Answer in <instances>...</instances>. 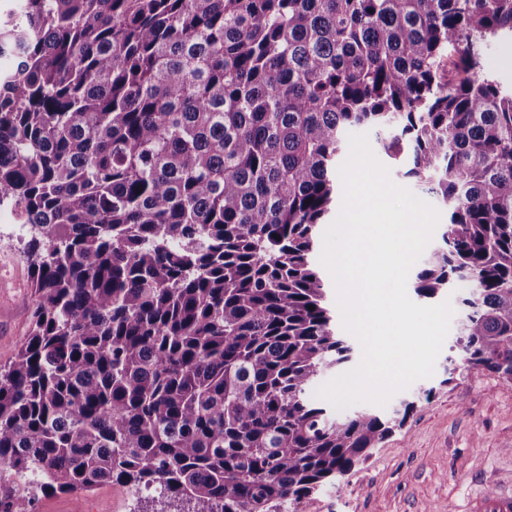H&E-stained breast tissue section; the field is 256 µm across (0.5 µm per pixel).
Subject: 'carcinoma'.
Instances as JSON below:
<instances>
[{
	"mask_svg": "<svg viewBox=\"0 0 512 512\" xmlns=\"http://www.w3.org/2000/svg\"><path fill=\"white\" fill-rule=\"evenodd\" d=\"M512 0H23L0 19V207L32 327L0 369V512L114 484L160 512H302L401 419L335 418L349 360L314 263L348 131L449 213L418 295L512 381ZM314 309H308V306ZM484 73L499 84L502 90L512 91V43L488 41L480 46Z\"/></svg>",
	"mask_w": 512,
	"mask_h": 512,
	"instance_id": "obj_1",
	"label": "carcinoma"
}]
</instances>
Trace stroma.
<instances>
[{"instance_id":"stroma-1","label":"stroma","mask_w":512,"mask_h":512,"mask_svg":"<svg viewBox=\"0 0 512 512\" xmlns=\"http://www.w3.org/2000/svg\"><path fill=\"white\" fill-rule=\"evenodd\" d=\"M484 72L512 91V43L480 46ZM0 208V365L14 357L31 323L33 291L25 256L26 233L16 232ZM466 281L438 295L453 309L450 329L431 376L396 392L375 413L387 417L402 400L415 407L403 427L373 449L342 479L319 487L305 512H466L472 497L512 475V381L469 370L456 345L467 313ZM128 490L110 484L88 493L40 498L34 512H131Z\"/></svg>"}]
</instances>
